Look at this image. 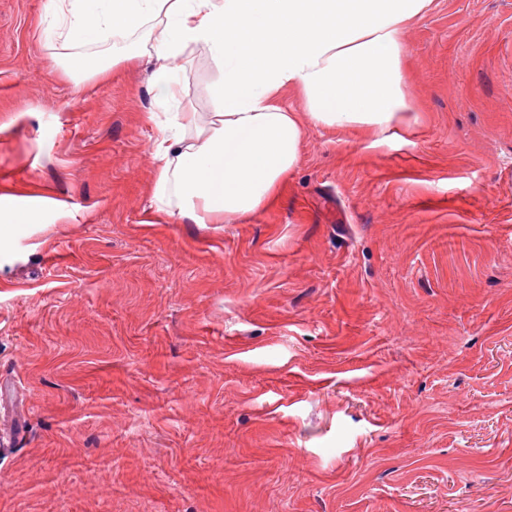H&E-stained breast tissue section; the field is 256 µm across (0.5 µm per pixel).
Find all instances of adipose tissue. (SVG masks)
Here are the masks:
<instances>
[{
    "label": "adipose tissue",
    "mask_w": 512,
    "mask_h": 512,
    "mask_svg": "<svg viewBox=\"0 0 512 512\" xmlns=\"http://www.w3.org/2000/svg\"><path fill=\"white\" fill-rule=\"evenodd\" d=\"M47 35L68 47L135 34L130 59L153 65L158 135L149 186L158 223L232 224L275 208L311 128L380 144L422 114L407 79L406 29L432 0H53ZM222 72L206 123L172 106L168 66L188 46ZM292 94L299 108L282 104ZM169 112L160 119L159 109Z\"/></svg>",
    "instance_id": "ef3b65f1"
}]
</instances>
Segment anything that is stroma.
<instances>
[{"mask_svg":"<svg viewBox=\"0 0 512 512\" xmlns=\"http://www.w3.org/2000/svg\"><path fill=\"white\" fill-rule=\"evenodd\" d=\"M0 0V512H512V0L405 33L425 119L310 129L279 206L152 221L145 68ZM177 109L221 72L191 46ZM60 64L71 77L87 73L98 74L106 70V68L103 67V63L97 58L81 53L67 55L60 61Z\"/></svg>","mask_w":512,"mask_h":512,"instance_id":"stroma-1","label":"stroma"}]
</instances>
